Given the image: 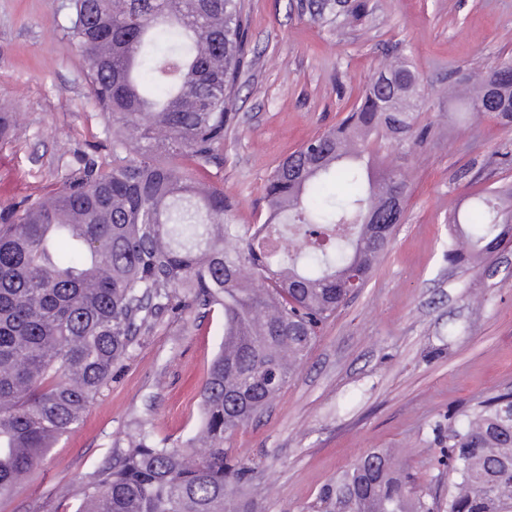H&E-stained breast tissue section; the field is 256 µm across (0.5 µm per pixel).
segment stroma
<instances>
[{"instance_id":"stroma-1","label":"stroma","mask_w":512,"mask_h":512,"mask_svg":"<svg viewBox=\"0 0 512 512\" xmlns=\"http://www.w3.org/2000/svg\"><path fill=\"white\" fill-rule=\"evenodd\" d=\"M360 21L312 19L308 0H243L249 51L210 180L235 223L263 222L264 181L286 156L336 126L391 53L428 87L420 140L384 148L410 171L404 216L365 288L324 325L297 377L226 446L255 465L254 512H312L322 488L371 448H399L417 485L448 488L432 427L448 410L512 390V248L487 278L448 263V218L474 191L512 182V129L468 118L437 90L512 58V0H368ZM68 0H0V211L61 184L80 159L112 160V131L66 34ZM223 317L167 311L138 336L110 385L0 512H75L77 490L140 432L178 446L199 422V391Z\"/></svg>"}]
</instances>
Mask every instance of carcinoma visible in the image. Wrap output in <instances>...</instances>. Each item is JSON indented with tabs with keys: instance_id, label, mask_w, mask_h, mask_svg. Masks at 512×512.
<instances>
[{
	"instance_id": "1",
	"label": "carcinoma",
	"mask_w": 512,
	"mask_h": 512,
	"mask_svg": "<svg viewBox=\"0 0 512 512\" xmlns=\"http://www.w3.org/2000/svg\"><path fill=\"white\" fill-rule=\"evenodd\" d=\"M68 36L89 94L112 121V164L83 166L37 200L0 212V499L14 496L112 382L137 336L174 309L172 291L224 317L202 383L201 424L184 448L148 432L104 461L76 512H252L254 468L224 439L295 377L322 325L391 244L404 147L427 90L411 62H384L336 127L266 177L262 228H242L224 190L201 179L223 162L229 107L248 54L241 0H70ZM465 110L512 125V61L472 75ZM512 191L490 188L455 214L448 264L477 272L512 244ZM448 493L410 485L374 449L320 495L332 512H512V391L448 411ZM206 452L195 458L196 443Z\"/></svg>"
}]
</instances>
